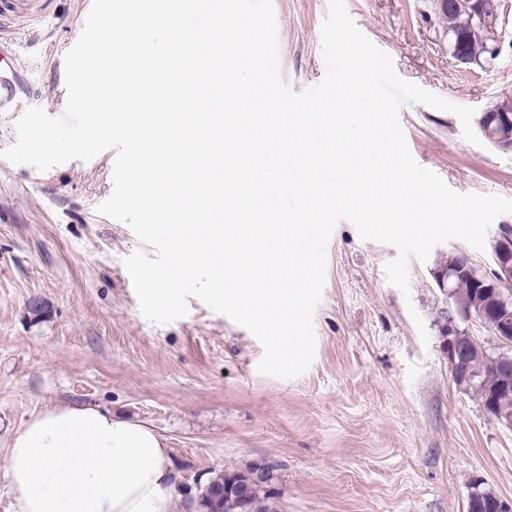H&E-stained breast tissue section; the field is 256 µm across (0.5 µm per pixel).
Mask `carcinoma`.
I'll list each match as a JSON object with an SVG mask.
<instances>
[{"mask_svg": "<svg viewBox=\"0 0 512 512\" xmlns=\"http://www.w3.org/2000/svg\"><path fill=\"white\" fill-rule=\"evenodd\" d=\"M439 23L454 36L456 53L463 57L490 63L495 42L494 30L497 15L485 14L479 23L472 22L466 15L438 12ZM492 128L506 141L512 140V106H494L488 111ZM467 257L453 253L439 262L433 276L436 286L440 278H451L449 298L458 314L471 316L490 331L499 328L502 322L512 321V302L504 304L499 288L490 282H480L465 272ZM458 341L467 350L460 363V376L454 379L458 385L473 389L484 408L494 416L512 417V388L503 389L502 370L512 365V350L491 355L474 337L460 333ZM273 479L272 469L256 476V467L244 471L226 470L210 477L204 484L203 493L196 500L194 512H269L263 506L267 498L264 487ZM467 512H497L496 495L484 489H474L468 496Z\"/></svg>", "mask_w": 512, "mask_h": 512, "instance_id": "carcinoma-1", "label": "carcinoma"}]
</instances>
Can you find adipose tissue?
<instances>
[{
    "instance_id": "obj_1",
    "label": "adipose tissue",
    "mask_w": 512,
    "mask_h": 512,
    "mask_svg": "<svg viewBox=\"0 0 512 512\" xmlns=\"http://www.w3.org/2000/svg\"><path fill=\"white\" fill-rule=\"evenodd\" d=\"M7 477L16 512H171L178 490L151 426L80 404L29 419L11 442Z\"/></svg>"
}]
</instances>
